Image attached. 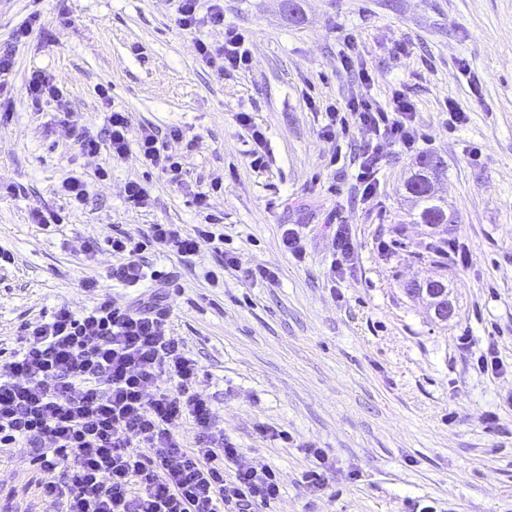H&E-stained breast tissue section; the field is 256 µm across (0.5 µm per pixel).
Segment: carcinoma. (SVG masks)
<instances>
[{
	"mask_svg": "<svg viewBox=\"0 0 512 512\" xmlns=\"http://www.w3.org/2000/svg\"><path fill=\"white\" fill-rule=\"evenodd\" d=\"M440 162L429 156H422L416 162V170L406 182V190L418 210L416 223L441 226L455 223V217L448 212V203L435 192V182L443 175Z\"/></svg>",
	"mask_w": 512,
	"mask_h": 512,
	"instance_id": "carcinoma-1",
	"label": "carcinoma"
}]
</instances>
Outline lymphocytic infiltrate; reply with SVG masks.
<instances>
[{
    "label": "lymphocytic infiltrate",
    "instance_id": "obj_1",
    "mask_svg": "<svg viewBox=\"0 0 512 512\" xmlns=\"http://www.w3.org/2000/svg\"><path fill=\"white\" fill-rule=\"evenodd\" d=\"M177 14L186 30L204 23L223 27L222 45L197 41L203 62L221 74L248 69L247 36L225 24L223 6L215 2L203 14L199 0H177ZM322 114L321 134L328 141L353 126L371 134L355 169L368 199L380 186L379 143L410 151L418 142L415 104L403 88L383 107L365 94L326 104ZM130 126L128 113L110 112L106 139L82 133L78 147L86 155L106 147L123 156ZM183 139L175 128L163 144L144 129L138 151L146 165L174 175L180 164L172 146ZM218 239L210 223L189 229L151 224L120 234L108 241L118 259L110 276L127 288L149 281L173 287L172 276L150 269L139 251L150 246L187 262L200 241ZM199 370L182 339L173 336L161 297L124 309L107 296L78 313L60 306L50 318L21 329L19 347L0 372V449L35 448L37 463L65 465L63 480L40 486L56 512H260L278 498L280 486L272 470L253 466L225 437L209 399L196 390ZM164 376L173 388L160 387ZM180 421L192 423L194 447L183 446L173 433Z\"/></svg>",
    "mask_w": 512,
    "mask_h": 512
}]
</instances>
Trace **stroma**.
<instances>
[{
    "instance_id": "35a3bbf8",
    "label": "stroma",
    "mask_w": 512,
    "mask_h": 512,
    "mask_svg": "<svg viewBox=\"0 0 512 512\" xmlns=\"http://www.w3.org/2000/svg\"><path fill=\"white\" fill-rule=\"evenodd\" d=\"M299 3L294 23L283 0H223L225 25L250 33L252 64L222 76L195 42L223 44V27L182 29L174 0H0V46L15 57L0 77L10 96L0 181L18 188L0 197V247L14 256L0 267V368L20 327L60 304L80 310L104 292L117 307L133 305L138 291L108 277L117 258L107 239L202 223L194 199L204 193L239 259L223 283L208 279L221 255L207 241L187 263L151 250L142 259L178 279L165 298L171 329L201 366L196 388L217 425L279 479L264 512H512V0ZM33 14L30 36L14 42ZM350 35L357 54L347 69ZM35 70L63 85V98L32 105L24 86ZM401 87L415 102L419 141L410 152L382 144L380 189L366 200L353 172L367 134L341 136L342 160L330 165L314 106L365 91L383 106ZM452 102L464 123L449 121ZM113 110L130 116L128 152L81 153L77 133L105 137ZM237 112L262 127L265 167H252ZM145 127L162 141L175 127L192 140L176 147L179 180L143 165L136 141ZM426 153L447 167L438 191L456 222L445 230L415 223L404 189ZM101 167L109 180H98ZM73 174L88 184L77 208L60 191ZM132 180L149 206L127 203ZM35 209L67 211L68 222L43 228L30 219ZM336 212L355 251L335 272ZM291 224L304 236L301 261L281 243ZM443 240L465 248L468 265L437 255ZM258 267L276 280L254 276ZM89 278L99 291L83 288ZM429 279L447 283L450 321L405 290ZM488 352L497 372L477 367ZM311 445L328 456L317 489L306 480ZM29 459L26 448L0 454V512H53L38 485L63 471Z\"/></svg>"
}]
</instances>
